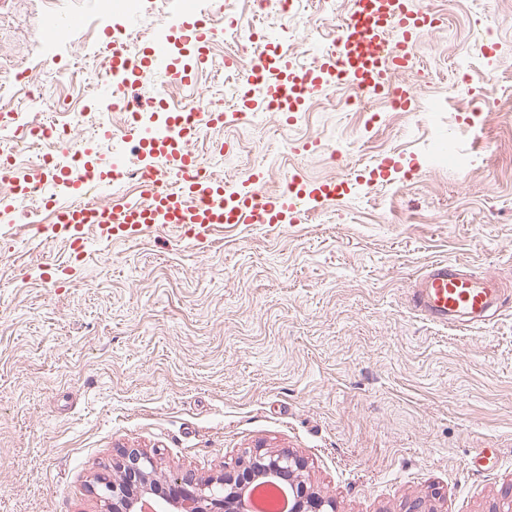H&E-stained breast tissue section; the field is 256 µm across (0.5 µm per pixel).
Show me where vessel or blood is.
Here are the masks:
<instances>
[{
  "label": "vessel or blood",
  "instance_id": "obj_1",
  "mask_svg": "<svg viewBox=\"0 0 512 512\" xmlns=\"http://www.w3.org/2000/svg\"><path fill=\"white\" fill-rule=\"evenodd\" d=\"M438 25L437 15L421 0H352L349 16L338 28L333 53L323 55L308 69L286 68L285 45H273L241 79L239 104L244 108L274 107L277 115L294 121L309 98L328 85L348 87L358 93H392L403 106H411V87L400 74L417 64L415 47L420 38ZM181 45L196 52L198 64H207L206 46L215 32L204 21L186 24L173 21ZM102 53L113 74L131 77L143 85L152 79L158 60L168 63L167 74L177 83L190 79L171 49L148 47L139 60H131L113 34H105ZM187 100L183 112L173 113L167 127L142 135L141 150L167 161L180 183L149 185L150 205L131 200H88L86 185L67 165L51 167V177L67 195L59 206V221L38 227V234L65 239L72 250H82L87 227H94L100 240H128L151 230L174 229L187 237L207 238L218 224H296L313 205L339 201L351 192V180H296L291 195L271 194L264 189V175L253 171L242 188L231 189L223 181L197 180L193 171L200 157L187 150L195 126L186 124L184 112L193 111ZM503 284L496 276L479 274L452 260H439L424 267L408 290L411 308L433 324L447 326L485 325L491 309L501 308Z\"/></svg>",
  "mask_w": 512,
  "mask_h": 512
}]
</instances>
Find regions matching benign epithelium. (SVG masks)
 I'll list each match as a JSON object with an SVG mask.
<instances>
[{
  "instance_id": "1",
  "label": "benign epithelium",
  "mask_w": 512,
  "mask_h": 512,
  "mask_svg": "<svg viewBox=\"0 0 512 512\" xmlns=\"http://www.w3.org/2000/svg\"><path fill=\"white\" fill-rule=\"evenodd\" d=\"M119 479L101 481L97 494L105 512H251L249 494L260 480L288 487L290 512H336V503L299 480L303 462L286 452L258 450L236 469L213 478L189 479L180 472L160 474L152 456L127 451L115 462Z\"/></svg>"
}]
</instances>
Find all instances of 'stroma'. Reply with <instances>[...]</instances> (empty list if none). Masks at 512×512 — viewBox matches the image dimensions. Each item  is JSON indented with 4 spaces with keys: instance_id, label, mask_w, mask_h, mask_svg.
I'll return each instance as SVG.
<instances>
[{
    "instance_id": "35a3bbf8",
    "label": "stroma",
    "mask_w": 512,
    "mask_h": 512,
    "mask_svg": "<svg viewBox=\"0 0 512 512\" xmlns=\"http://www.w3.org/2000/svg\"><path fill=\"white\" fill-rule=\"evenodd\" d=\"M442 27L406 75L413 110L385 125L313 99L296 123L195 137L223 181L253 170L355 176L395 157L387 181L355 185L298 224L223 225L202 243L172 231L105 243L81 256L42 242L26 210L0 232V512H103L95 491L123 449L192 478L252 451H289L339 512H512V111L450 100L469 64L477 88L512 95V0H423ZM351 0H319L288 29L291 66L331 43ZM50 14L76 19L46 51ZM97 0H0V95L25 62L52 101L75 100L79 57L100 51ZM482 127V153L467 125ZM343 155L331 163V151ZM452 259L496 274L509 295L492 323L460 331L407 303L413 277ZM56 266V282L40 277Z\"/></svg>"
}]
</instances>
